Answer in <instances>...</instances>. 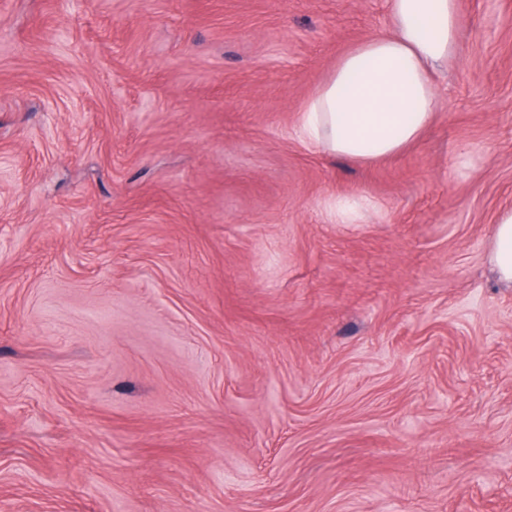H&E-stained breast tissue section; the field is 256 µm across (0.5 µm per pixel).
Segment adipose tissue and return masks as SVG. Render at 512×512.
I'll return each mask as SVG.
<instances>
[{
	"label": "adipose tissue",
	"mask_w": 512,
	"mask_h": 512,
	"mask_svg": "<svg viewBox=\"0 0 512 512\" xmlns=\"http://www.w3.org/2000/svg\"><path fill=\"white\" fill-rule=\"evenodd\" d=\"M457 0H389L385 32L345 52L310 95L300 132L323 154L371 163L414 143L434 120L436 74L459 51ZM489 260L512 285V209L502 211Z\"/></svg>",
	"instance_id": "adipose-tissue-1"
}]
</instances>
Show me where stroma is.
Listing matches in <instances>:
<instances>
[{
	"label": "stroma",
	"mask_w": 512,
	"mask_h": 512,
	"mask_svg": "<svg viewBox=\"0 0 512 512\" xmlns=\"http://www.w3.org/2000/svg\"><path fill=\"white\" fill-rule=\"evenodd\" d=\"M457 2L362 164L298 117L387 0H0V512H512V0ZM372 204L363 198L336 197L330 215L336 224H360ZM489 260L497 279L512 285V209H505L496 219Z\"/></svg>",
	"instance_id": "stroma-1"
}]
</instances>
